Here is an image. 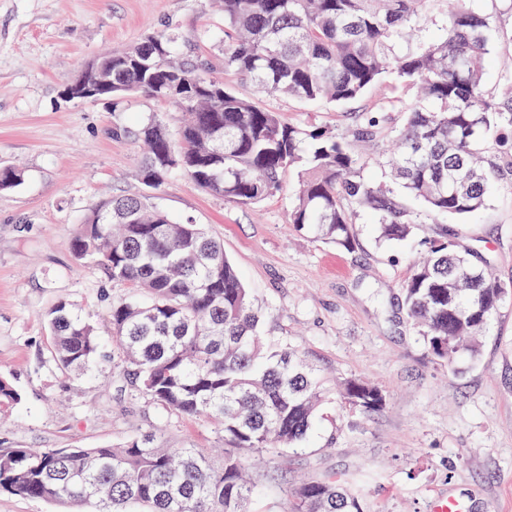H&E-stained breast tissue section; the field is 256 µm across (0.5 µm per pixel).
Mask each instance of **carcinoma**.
Wrapping results in <instances>:
<instances>
[{
	"label": "carcinoma",
	"instance_id": "1",
	"mask_svg": "<svg viewBox=\"0 0 512 512\" xmlns=\"http://www.w3.org/2000/svg\"><path fill=\"white\" fill-rule=\"evenodd\" d=\"M430 2L224 0V69L259 94L342 104L387 76L418 87L415 101L381 99L345 132L283 122L207 76L205 63L179 53L165 32L105 54L114 104L143 94L186 116L177 144L159 117L140 124L142 184L157 190L180 169L202 189L250 204L282 191L293 174L299 191L289 223L345 249L360 210L376 217L383 237L405 241L430 216L472 217L494 191L512 193V69L489 87L481 67L496 46H512V24L476 11L473 0H446V24L432 38ZM405 30L422 34L418 48L396 49ZM382 137L399 145L395 156L376 159L397 191L364 177L351 149ZM71 250L136 291L112 302L106 318L139 394L214 421L229 447L219 469L202 449L160 448L150 435L61 455L5 448L0 494L49 500L65 512H251L254 485L241 453L299 447L327 393L321 380L288 343H267L251 293L201 225L172 221L143 195H118L91 208ZM511 297L446 233L414 264L402 302L428 351L451 366L463 354L477 357V336ZM46 322L58 368L82 372L106 359L96 323L70 303L57 302ZM336 391L367 414L386 404L385 392L360 378ZM277 512L364 509L346 482L323 477L301 483Z\"/></svg>",
	"mask_w": 512,
	"mask_h": 512
}]
</instances>
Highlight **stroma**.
Here are the masks:
<instances>
[{"label":"stroma","mask_w":512,"mask_h":512,"mask_svg":"<svg viewBox=\"0 0 512 512\" xmlns=\"http://www.w3.org/2000/svg\"><path fill=\"white\" fill-rule=\"evenodd\" d=\"M160 30L226 87L296 126L343 131L376 100L412 97L391 80L342 105L257 96L224 68L220 0H0V164L21 173L19 185L0 189V379L19 394L0 408V448H97L151 434L167 448L207 449L222 464L213 425L134 395L121 362L78 376L51 357L43 315L57 301L105 333L104 310L132 294L76 259L71 240L101 198L146 193L174 221L193 220L223 242L262 308L266 336L294 345L330 390L299 450H273L250 466L262 487L253 512H276L315 475L344 479L365 512H430L440 493L462 498L467 512H512V301L480 336L477 360L457 368L429 354L401 304L425 241L447 229L512 283V193L495 194L479 219L418 225L407 245L382 239L371 215L358 212L346 250L290 224L289 187L236 205L176 171L147 192L134 132L155 114L178 138L180 113L144 96L116 107L68 101L61 91L95 56ZM350 377L383 387L382 411L342 407L335 387Z\"/></svg>","instance_id":"obj_1"}]
</instances>
